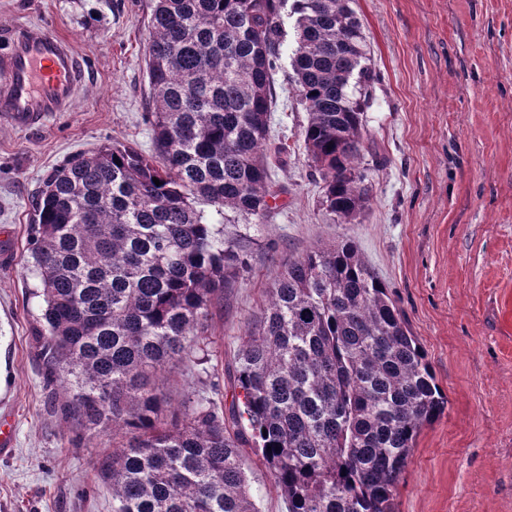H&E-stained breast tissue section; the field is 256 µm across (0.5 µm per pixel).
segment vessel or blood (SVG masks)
<instances>
[{"label": "vessel or blood", "instance_id": "vessel-or-blood-1", "mask_svg": "<svg viewBox=\"0 0 512 512\" xmlns=\"http://www.w3.org/2000/svg\"><path fill=\"white\" fill-rule=\"evenodd\" d=\"M84 77L78 57L61 37L32 26L16 32L0 54V120L20 129L67 111Z\"/></svg>", "mask_w": 512, "mask_h": 512}]
</instances>
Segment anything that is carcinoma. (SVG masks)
Returning <instances> with one entry per match:
<instances>
[{"mask_svg": "<svg viewBox=\"0 0 512 512\" xmlns=\"http://www.w3.org/2000/svg\"><path fill=\"white\" fill-rule=\"evenodd\" d=\"M287 2L151 0L154 153L104 145L43 179L27 260L38 356L56 415L122 438L97 460L112 512H259L245 448L288 512H395L416 439L448 406L388 287L340 242L276 271L227 369L230 414L187 394L166 415L155 378L212 360L209 322L247 270L229 214L260 221L281 193L267 154L288 155L270 140ZM349 3L293 0L291 56L308 160L346 220L368 202L358 160L378 81Z\"/></svg>", "mask_w": 512, "mask_h": 512, "instance_id": "1", "label": "carcinoma"}]
</instances>
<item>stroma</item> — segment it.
<instances>
[{"instance_id":"obj_1","label":"stroma","mask_w":512,"mask_h":512,"mask_svg":"<svg viewBox=\"0 0 512 512\" xmlns=\"http://www.w3.org/2000/svg\"><path fill=\"white\" fill-rule=\"evenodd\" d=\"M380 80L363 115L360 168L369 202L343 219L323 204L302 132L308 114L290 57L296 17L274 75L273 137L288 161L263 220L241 221L248 273L224 294L209 333L232 363L279 265L313 248L354 243L389 288L423 347L448 408L416 439L398 512H512V0H351ZM150 0H0L8 33L42 26L67 40L84 82L69 111L33 129L0 125V413L14 416L0 453V512H112L95 466L106 438L75 441L54 416L34 336L29 220L45 175L66 157L112 143L154 151L146 55ZM230 404L188 356L155 380ZM260 512H288L269 470L245 453Z\"/></svg>"}]
</instances>
